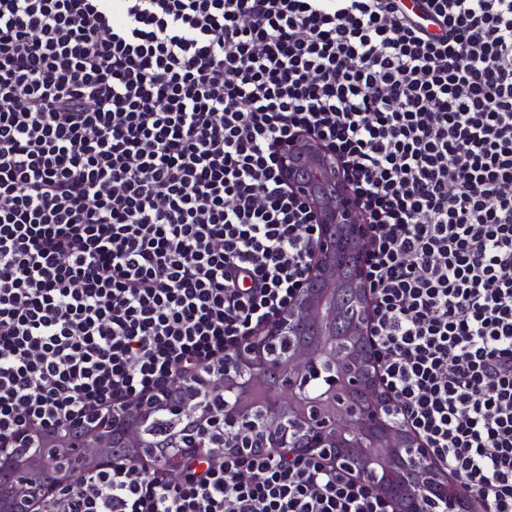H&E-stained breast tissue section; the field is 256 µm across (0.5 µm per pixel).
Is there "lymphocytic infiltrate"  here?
<instances>
[{
    "label": "lymphocytic infiltrate",
    "mask_w": 512,
    "mask_h": 512,
    "mask_svg": "<svg viewBox=\"0 0 512 512\" xmlns=\"http://www.w3.org/2000/svg\"><path fill=\"white\" fill-rule=\"evenodd\" d=\"M299 133L372 228L397 420L512 512V0H0V452L192 386L214 414L192 451L78 470L51 512H393L224 423L225 367L318 238L280 173Z\"/></svg>",
    "instance_id": "obj_1"
}]
</instances>
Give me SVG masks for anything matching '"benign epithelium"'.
Returning <instances> with one entry per match:
<instances>
[{
  "label": "benign epithelium",
  "instance_id": "obj_1",
  "mask_svg": "<svg viewBox=\"0 0 512 512\" xmlns=\"http://www.w3.org/2000/svg\"><path fill=\"white\" fill-rule=\"evenodd\" d=\"M278 150L283 179L319 217V237L301 291L275 321L239 345L233 370L224 372V391L233 394L224 405V423L249 421L261 404L274 447L329 457L344 470L369 477L393 512H421L433 499L446 502L448 512H466L467 500L448 474L422 465L424 445L395 419L396 402L381 385L368 350L370 293L361 252L370 229L345 193L335 159L308 136L291 138ZM281 334L297 342L286 362L288 381L272 387L266 344ZM338 338L348 344L340 353L333 345ZM324 358L336 366L334 390L306 397L298 384ZM147 409L141 403L107 417L87 431L92 443L80 451L59 437L39 456L1 455L0 512H28L30 502L44 493L50 460L70 457L83 468L103 466L111 458L108 438L116 436L136 452L137 418Z\"/></svg>",
  "mask_w": 512,
  "mask_h": 512
}]
</instances>
